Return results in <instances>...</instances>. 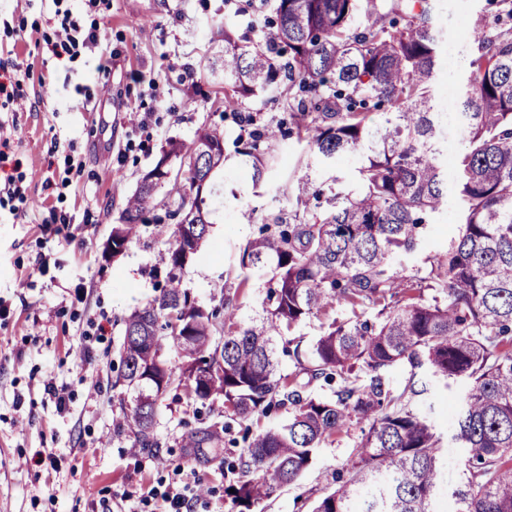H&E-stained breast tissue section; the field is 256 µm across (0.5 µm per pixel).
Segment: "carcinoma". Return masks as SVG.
<instances>
[{"instance_id": "1", "label": "carcinoma", "mask_w": 512, "mask_h": 512, "mask_svg": "<svg viewBox=\"0 0 512 512\" xmlns=\"http://www.w3.org/2000/svg\"><path fill=\"white\" fill-rule=\"evenodd\" d=\"M259 40L224 26V108L271 93L286 100L298 140L312 163L332 169L358 157L355 180L302 182L288 218L277 216L248 240L240 268L269 278L263 313L246 324L233 304L208 309L182 288L183 271L209 234L204 222L181 227L192 196L224 169V130L204 125L189 145L170 152L201 157L196 172L138 185L121 223L112 225V255L144 224L175 221L159 294L124 320L122 379L131 393L122 425L141 450L159 455L158 399L172 385L187 399L223 400L227 422L201 420L185 440L188 458L207 465L230 422L274 408L288 419L242 428L237 456L224 459V495L236 512H253L274 488L296 481L322 445L356 436L336 469V488L312 512H435L444 434L424 410L425 378L461 386L449 441L462 449L456 512H512V26L476 28L457 99L468 131L453 162L462 204L457 233L425 267L409 269L428 221L448 201V155L439 145L433 92L441 46L430 0H272ZM237 154L252 162L253 188L265 182L260 143L279 128L254 116ZM172 184L177 208L156 213L155 195ZM343 306L344 317L336 313ZM373 311L371 318L367 311ZM316 319L307 348L292 338ZM183 359L171 364L168 350ZM295 370L280 368V354ZM410 367L398 387L388 374ZM336 385L327 398L312 383ZM234 492H229V489Z\"/></svg>"}]
</instances>
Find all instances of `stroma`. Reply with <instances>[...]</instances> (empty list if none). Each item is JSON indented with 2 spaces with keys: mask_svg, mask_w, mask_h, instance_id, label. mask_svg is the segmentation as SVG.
<instances>
[{
  "mask_svg": "<svg viewBox=\"0 0 512 512\" xmlns=\"http://www.w3.org/2000/svg\"><path fill=\"white\" fill-rule=\"evenodd\" d=\"M435 25L465 31L438 85H460L477 24L495 26L488 0H433ZM70 6L98 39L61 64L47 42L52 0H0V74L20 98L0 103L8 124L6 169L17 170L23 200L0 207V512H168L164 496L188 489L187 512H229L224 460L185 463L183 436L194 406L170 387L157 405L160 459L119 433L120 343L124 320L156 294L172 225H146L118 256L108 254L127 196L168 140L191 143L203 125L224 128V173L212 187L209 236L188 263L183 285L211 308L232 298L239 322L262 312L260 275L236 293L239 257L274 214L295 203L307 171L304 143L261 145L274 161L253 193L241 175L236 113L224 108V75L206 64L219 54L224 24L245 29L270 11L265 0H85ZM252 210V221L241 218ZM461 213L450 195L412 256L422 265L448 247ZM66 398L58 408L56 393ZM344 438L320 448L293 484L278 486L256 512H311L352 451Z\"/></svg>",
  "mask_w": 512,
  "mask_h": 512,
  "instance_id": "obj_1",
  "label": "stroma"
}]
</instances>
